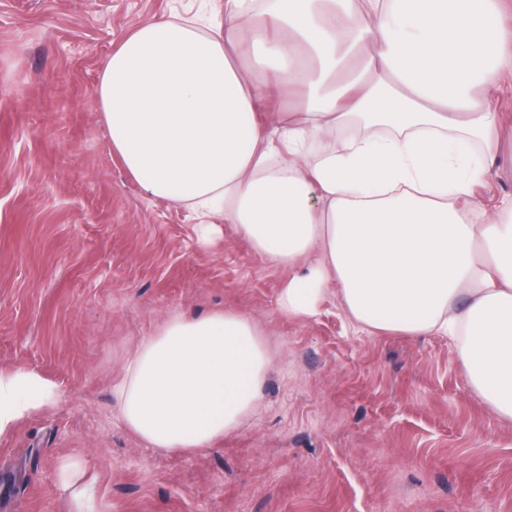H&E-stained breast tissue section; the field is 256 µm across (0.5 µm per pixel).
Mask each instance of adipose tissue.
Returning a JSON list of instances; mask_svg holds the SVG:
<instances>
[{
    "label": "adipose tissue",
    "mask_w": 512,
    "mask_h": 512,
    "mask_svg": "<svg viewBox=\"0 0 512 512\" xmlns=\"http://www.w3.org/2000/svg\"><path fill=\"white\" fill-rule=\"evenodd\" d=\"M504 0H224V27L134 28L103 72L113 153L201 235L234 224L294 268L281 312L338 285L368 331L445 336L469 385L512 420V197L488 213L512 76ZM298 97L283 106L281 89ZM268 104L279 118L259 123ZM272 359L250 317H168L126 359L120 419L155 448L211 447L260 400ZM56 383L0 370V439L52 409Z\"/></svg>",
    "instance_id": "obj_1"
}]
</instances>
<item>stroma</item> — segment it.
I'll return each mask as SVG.
<instances>
[{
	"instance_id": "stroma-1",
	"label": "stroma",
	"mask_w": 512,
	"mask_h": 512,
	"mask_svg": "<svg viewBox=\"0 0 512 512\" xmlns=\"http://www.w3.org/2000/svg\"><path fill=\"white\" fill-rule=\"evenodd\" d=\"M224 17V0H0V369L59 387L49 412L0 440V512H71L62 464L81 459L106 512H512V421L466 383L443 336L360 329L338 287L315 315L278 298L291 269L235 225L201 241L112 153L102 73L135 27ZM486 207L512 197V91ZM249 315L273 369L223 442L153 448L112 388L173 313Z\"/></svg>"
}]
</instances>
